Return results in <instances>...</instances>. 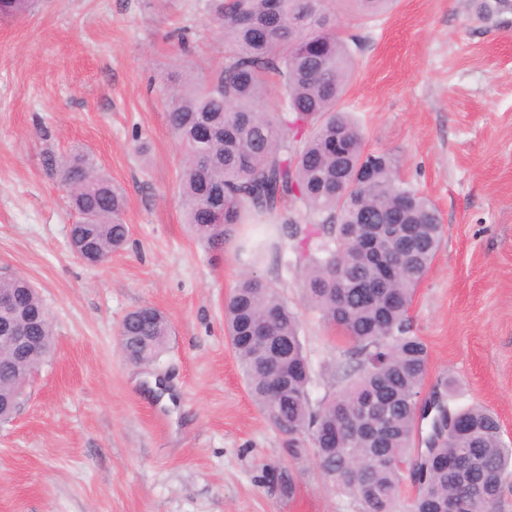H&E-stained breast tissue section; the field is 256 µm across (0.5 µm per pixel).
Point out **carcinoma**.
<instances>
[{
	"label": "carcinoma",
	"mask_w": 512,
	"mask_h": 512,
	"mask_svg": "<svg viewBox=\"0 0 512 512\" xmlns=\"http://www.w3.org/2000/svg\"><path fill=\"white\" fill-rule=\"evenodd\" d=\"M327 0H213L227 55L207 78L188 75L167 90L168 122L180 148L178 189L195 239L211 250L237 239L248 218H278V232L302 243L296 262L305 271L306 300L324 323L341 332L345 370L341 385L317 406L310 396L311 366L297 313L260 276L243 275L224 308L227 334L252 398L267 418L288 429L295 458L306 435L324 471H336L360 512H393L404 481L398 466L415 454L414 405L427 373L428 352L407 323L415 287L430 269L441 242L439 213L431 200L397 176L386 151L366 149L360 128L340 107L352 74L346 42L331 27ZM366 16L390 0H352ZM33 0H0V15L22 17ZM205 126L209 135L197 136ZM47 170L68 191L80 221L74 242L102 264L128 242L125 197L85 154L45 157ZM391 229L407 245L396 278L364 299L356 284L378 282L368 241L390 256ZM18 291L22 312L39 313L35 331L45 347L10 374L11 351L0 341V422L14 412L22 378L53 348V325L33 285L0 277V291ZM271 337L252 339L256 330ZM125 352L134 362L165 348L166 319L135 313L121 324ZM286 389L269 393L272 374ZM387 402V415L368 421L369 396ZM464 416L463 429L434 437L421 461L425 479L411 512H448L469 487L473 512H497L501 489L512 479V445L492 412L481 406L448 409Z\"/></svg>",
	"instance_id": "1"
}]
</instances>
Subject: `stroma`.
I'll return each instance as SVG.
<instances>
[{"instance_id":"1","label":"stroma","mask_w":512,"mask_h":512,"mask_svg":"<svg viewBox=\"0 0 512 512\" xmlns=\"http://www.w3.org/2000/svg\"><path fill=\"white\" fill-rule=\"evenodd\" d=\"M210 3L39 0L0 19V277L35 285L55 337L0 422V512H358L252 400L224 328L249 267L234 245L199 243L180 203L164 91L223 64ZM328 9L356 63L344 107L441 218L408 312L429 354L420 398L455 380L454 405L489 408L512 442V7ZM49 151L89 153L122 188L130 242L108 262L72 252L79 216ZM296 254L282 239L254 270L298 312L316 403L339 384L345 343L306 306L303 270L283 264ZM145 305L171 331L136 364L118 332Z\"/></svg>"}]
</instances>
